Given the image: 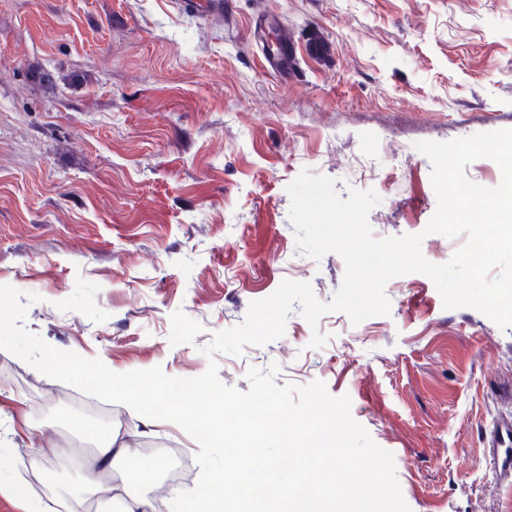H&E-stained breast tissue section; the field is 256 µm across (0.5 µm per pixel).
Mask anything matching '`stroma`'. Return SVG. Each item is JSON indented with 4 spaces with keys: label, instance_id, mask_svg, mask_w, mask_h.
<instances>
[{
    "label": "stroma",
    "instance_id": "1",
    "mask_svg": "<svg viewBox=\"0 0 512 512\" xmlns=\"http://www.w3.org/2000/svg\"><path fill=\"white\" fill-rule=\"evenodd\" d=\"M262 17L290 38L289 82L264 64ZM501 129L512 0H231L212 16L179 0H0V285L38 295L22 325L56 349L195 377L213 333L283 281L323 303L339 288V254L297 247L287 187L302 170L343 197L375 190L374 235L424 233L440 264L466 238L426 234L437 197L415 144ZM385 292L389 314L356 325L330 311L313 329L292 308L281 338L217 354L221 381L245 391L248 368L274 364L277 385L349 396L411 512H512V476L487 460L512 421V327L444 308L419 273ZM78 395L0 350V512H25L12 487L33 475L44 512L76 499L108 431L127 450L122 480L146 442L190 458L180 483L166 456L139 484L149 512L195 487L199 446L177 424L118 403L98 421Z\"/></svg>",
    "mask_w": 512,
    "mask_h": 512
}]
</instances>
